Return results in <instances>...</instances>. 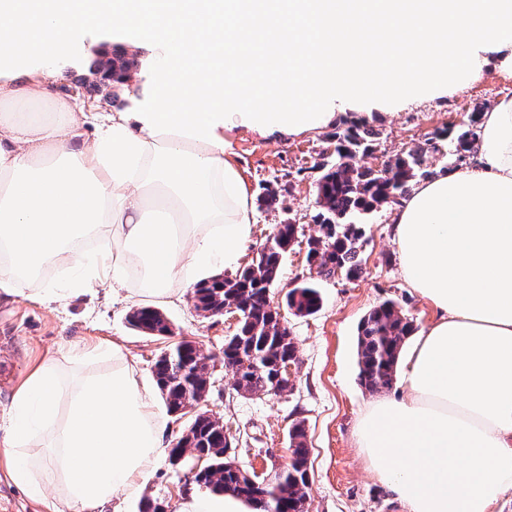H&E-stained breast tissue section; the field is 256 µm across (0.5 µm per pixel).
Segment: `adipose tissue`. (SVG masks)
<instances>
[{
	"label": "adipose tissue",
	"instance_id": "ef3b65f1",
	"mask_svg": "<svg viewBox=\"0 0 512 512\" xmlns=\"http://www.w3.org/2000/svg\"><path fill=\"white\" fill-rule=\"evenodd\" d=\"M186 2L0 0V297L180 299L251 240L227 132H315L512 66V0ZM93 27L151 51V111L99 114L59 91L61 50ZM392 222L403 277L436 317L357 445L406 512H493L512 490L511 99L483 114L477 165L417 186ZM165 433L134 361L84 345L29 369L0 447L29 498L96 512L141 493Z\"/></svg>",
	"mask_w": 512,
	"mask_h": 512
}]
</instances>
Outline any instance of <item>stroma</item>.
Returning a JSON list of instances; mask_svg holds the SVG:
<instances>
[{"mask_svg":"<svg viewBox=\"0 0 512 512\" xmlns=\"http://www.w3.org/2000/svg\"><path fill=\"white\" fill-rule=\"evenodd\" d=\"M99 49L117 54L111 30L96 29L83 44L64 49L58 61L63 82L86 91L99 111H149L153 74L140 69L136 81L122 95L111 84L96 85L92 55ZM508 98H512V70L494 61L477 80L450 96L418 102L399 112L367 114L377 134L376 147L358 162L380 167L396 154L426 146L435 129L459 125L469 112L490 111ZM329 135L326 128L297 137L246 131L229 135V159L246 183L254 211L252 238L241 250L240 264L251 261L276 225L290 221L300 228L299 243L284 260L271 292L276 302L297 283L316 275L306 263V242L320 234L314 221L319 210L316 164L328 149ZM269 187L278 192L272 205L264 201ZM392 210V205H385L364 221L360 276L350 279L339 273L320 280V311L306 317L289 316L288 329L297 352L288 391L276 396L234 392L232 373L220 355L236 321L230 314L198 315L188 294L179 302L163 305L162 311L174 328L173 335L163 337L131 326L128 316L132 305L106 288L64 307L34 299H0V423L18 382L47 353L74 342L104 347L117 344L136 362L141 380L150 383L160 352L188 339L210 358L213 386L207 408L237 439L235 456L245 469L263 477L273 465H285L291 457L288 430L301 421L309 448L310 512H405L392 493L365 469L355 437L364 408L376 398L358 378L357 336L362 318L387 299L397 303L416 330L425 329L435 316L431 305L403 279L393 242ZM187 471V466L164 458L146 478L139 496L120 497L101 506L99 512H139L138 506L145 499L159 504L163 512H177L188 495Z\"/></svg>","mask_w":512,"mask_h":512,"instance_id":"obj_1","label":"stroma"}]
</instances>
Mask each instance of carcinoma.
I'll use <instances>...</instances> for the list:
<instances>
[{
    "label": "carcinoma",
    "instance_id": "carcinoma-1",
    "mask_svg": "<svg viewBox=\"0 0 512 512\" xmlns=\"http://www.w3.org/2000/svg\"><path fill=\"white\" fill-rule=\"evenodd\" d=\"M482 112L471 113L458 129H442L430 139L432 151L449 142L454 145L455 162L461 166L474 153L480 139ZM376 132L364 121L352 123L336 132L335 152L320 164L322 175L317 181L315 216L322 235L307 241L306 261L316 266L317 275L332 278L336 272L346 277L362 273L359 241L362 237L360 219L379 207L407 196L414 183L433 175L427 151L410 149L386 163V169L361 167L358 155L375 147ZM298 235V226L276 225L269 245L257 253L255 260L235 276V283L212 278L194 288L197 310L216 311L226 304L240 306L236 331L224 341V367L231 370V389L244 390L247 395H267L273 387L277 367L285 358L295 355L296 346L284 342L289 335L288 321L281 310L295 315H311L322 306V296L315 282L296 284L285 295L284 304L266 308L260 304L263 294L274 288L288 248ZM136 329L156 336L169 331L166 316L153 306L135 309L129 317ZM413 323L397 304L386 300L364 317L358 332V366L360 384L378 392L393 386L396 365ZM171 357L159 356L154 364L156 384L168 411L172 412L194 396L206 391L208 369L199 351L188 343L170 348ZM192 436L177 441L172 449L174 459L190 460L208 455L210 470L193 476L200 488L213 493H232L241 497L257 512H300L309 485L306 431L298 422L289 430L290 462L276 476V485L261 487L243 470L231 453L233 441L224 425L201 414L189 426Z\"/></svg>",
    "mask_w": 512,
    "mask_h": 512
}]
</instances>
